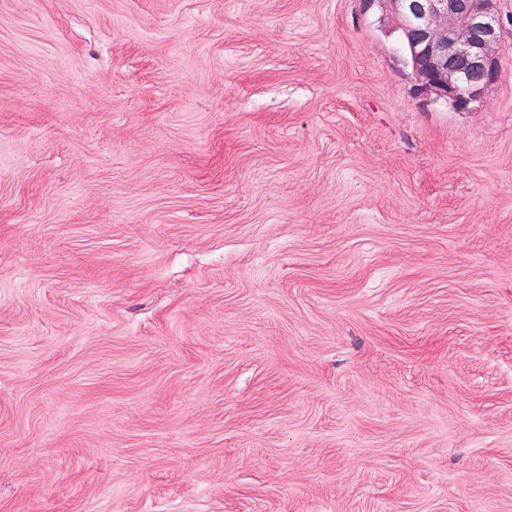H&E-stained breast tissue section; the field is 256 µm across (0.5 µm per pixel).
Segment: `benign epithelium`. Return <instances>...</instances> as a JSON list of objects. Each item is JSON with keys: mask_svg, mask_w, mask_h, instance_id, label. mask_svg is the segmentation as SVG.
Segmentation results:
<instances>
[{"mask_svg": "<svg viewBox=\"0 0 512 512\" xmlns=\"http://www.w3.org/2000/svg\"><path fill=\"white\" fill-rule=\"evenodd\" d=\"M404 30L418 90L465 109L499 77L497 0H383Z\"/></svg>", "mask_w": 512, "mask_h": 512, "instance_id": "1", "label": "benign epithelium"}]
</instances>
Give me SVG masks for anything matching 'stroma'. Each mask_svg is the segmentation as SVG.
<instances>
[{"label":"stroma","instance_id":"35a3bbf8","mask_svg":"<svg viewBox=\"0 0 512 512\" xmlns=\"http://www.w3.org/2000/svg\"><path fill=\"white\" fill-rule=\"evenodd\" d=\"M381 0H0V512H512V60ZM404 30L418 90L458 109L499 77L503 46L497 0H381Z\"/></svg>","mask_w":512,"mask_h":512}]
</instances>
